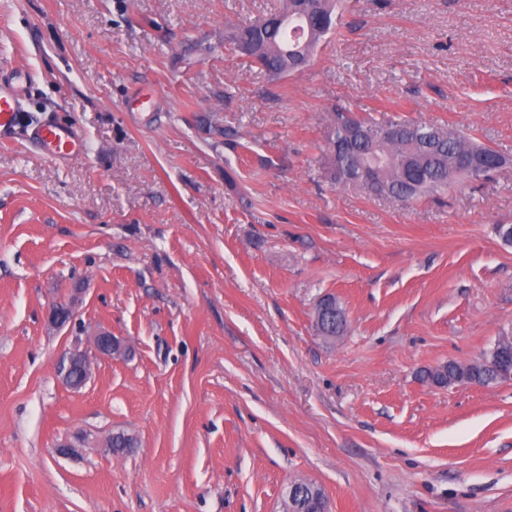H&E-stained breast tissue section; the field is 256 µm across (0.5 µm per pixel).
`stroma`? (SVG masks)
I'll return each mask as SVG.
<instances>
[{
    "label": "stroma",
    "instance_id": "35a3bbf8",
    "mask_svg": "<svg viewBox=\"0 0 512 512\" xmlns=\"http://www.w3.org/2000/svg\"><path fill=\"white\" fill-rule=\"evenodd\" d=\"M276 2L0 0V76L88 140L0 139V512H512V381L422 377L512 336V165L404 208L324 150L342 107L512 158V0H347L273 83L224 24ZM103 331L130 355L64 384ZM333 296L334 295L325 297L327 299V304L324 305L323 311H321L320 306L324 299L320 300L316 309L317 326L326 336H336V330H343L344 325L347 322L344 311L338 305L336 298ZM77 367L83 369L86 378L89 376L90 364L80 351L71 349L61 356L57 364V372L65 384L68 383L71 372ZM299 489L303 491L302 496L288 499V512H326L328 502L324 491L314 482L298 480Z\"/></svg>",
    "mask_w": 512,
    "mask_h": 512
}]
</instances>
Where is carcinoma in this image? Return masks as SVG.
<instances>
[{
	"mask_svg": "<svg viewBox=\"0 0 512 512\" xmlns=\"http://www.w3.org/2000/svg\"><path fill=\"white\" fill-rule=\"evenodd\" d=\"M343 10V0H312L308 16L287 24L280 25L274 20L262 27L254 21L230 24L224 28V42L235 48L245 40L252 42L255 47L252 58L270 80L278 81L308 65L325 37L334 33L340 24ZM385 127L394 133L383 141L364 139L360 135L362 131L377 133ZM325 150L327 172L336 185L357 188L409 206L446 192L459 179H480L460 166H453L451 159L458 154L484 162L492 147L446 125L416 123L402 118L379 121L334 109L329 116ZM338 156L346 160L358 158L375 165L374 184L367 186L348 175L336 177L332 166ZM316 323L326 336H334L336 330L344 328L346 315L335 297L328 296L323 311L316 312ZM511 369L512 349L501 353L496 345L479 361H450L425 372L424 378L439 387L488 386L508 379ZM299 489L303 495L288 500V512H326L328 502L322 488L302 480Z\"/></svg>",
	"mask_w": 512,
	"mask_h": 512,
	"instance_id": "1",
	"label": "carcinoma"
}]
</instances>
